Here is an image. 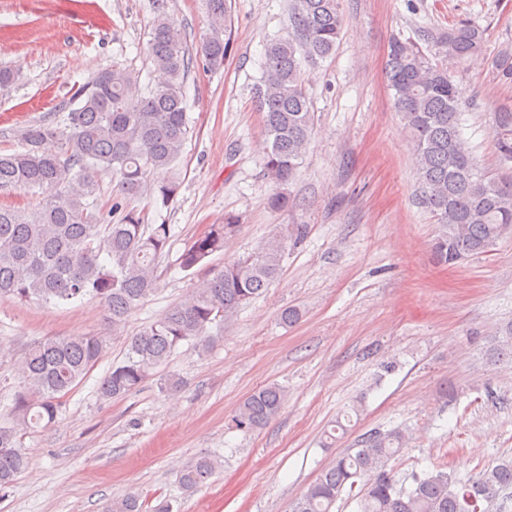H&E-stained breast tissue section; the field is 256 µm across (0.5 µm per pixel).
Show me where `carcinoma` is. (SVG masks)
Segmentation results:
<instances>
[{"label": "carcinoma", "mask_w": 512, "mask_h": 512, "mask_svg": "<svg viewBox=\"0 0 512 512\" xmlns=\"http://www.w3.org/2000/svg\"><path fill=\"white\" fill-rule=\"evenodd\" d=\"M208 11L210 33L199 55L206 69L216 71L230 47L228 0H208ZM289 24L288 37L265 49L256 91L265 173L278 186L297 176L314 125L301 60H323L336 51L344 26L339 0H291ZM486 42L484 29L461 22L440 33L435 46L439 55L461 64L483 54ZM150 50L163 80L147 94H134L138 76L114 64L75 90L64 129L35 122L20 131L19 149L0 153L1 193L42 192L28 209L0 205V298L67 303L90 296L105 305L117 329L155 290L158 265L170 249L171 225L148 223V213L129 207L128 200L148 186L151 173L176 170L189 133L183 87L192 57L180 27L165 14L152 23ZM495 69L500 80L512 82V54L502 52ZM386 79L410 133L423 203L439 224L432 243L437 262L454 266L511 238L512 176L478 169L462 137V104L448 68L432 62L415 41L395 37ZM493 133L501 161L512 162V107L493 113ZM102 171L118 176L113 220L96 209ZM179 187L175 174L151 186L154 205L168 206ZM239 228L238 216L227 213L224 223L210 225L185 246L179 267L193 274L203 270L204 277L129 337L123 359L100 383L102 398L136 391L184 341L207 351L214 341L211 331L278 278L286 248L280 235L251 255L208 266ZM105 347L102 336L46 338L30 344L16 363L19 390L0 421L1 496L29 463L22 432L55 421L60 398L82 381ZM493 354L499 360L512 357V324L498 337ZM286 399L282 386L268 384L239 404L233 422L244 432L260 429ZM405 443L399 431L361 435L296 499L292 512H331L346 491L357 492L359 512H490L499 493L512 487V460L505 459L463 482L436 467L413 476V486L403 489L387 464ZM220 467L215 456L201 455L177 471V483L195 492ZM107 512H172V505L160 497L150 504L131 491L112 501Z\"/></svg>", "instance_id": "obj_1"}]
</instances>
